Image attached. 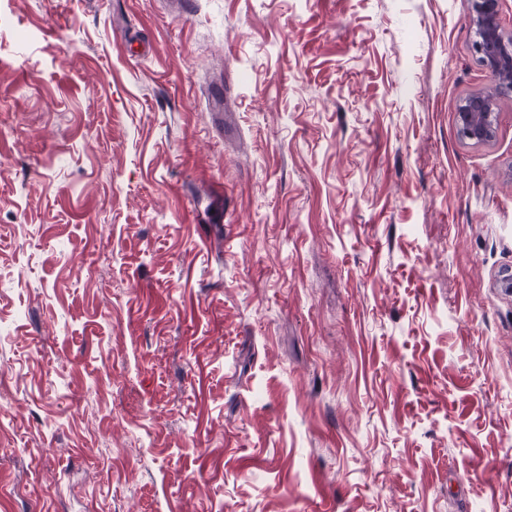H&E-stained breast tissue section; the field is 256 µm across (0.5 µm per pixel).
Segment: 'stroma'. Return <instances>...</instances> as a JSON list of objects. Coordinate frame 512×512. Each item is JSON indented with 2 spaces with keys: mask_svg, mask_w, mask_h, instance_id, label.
I'll return each instance as SVG.
<instances>
[{
  "mask_svg": "<svg viewBox=\"0 0 512 512\" xmlns=\"http://www.w3.org/2000/svg\"><path fill=\"white\" fill-rule=\"evenodd\" d=\"M471 0H0V512H512V97ZM479 63L493 80L491 91L466 98L458 108V135L462 140L488 142L494 137L493 104L488 95L512 96V35L500 23V0H471Z\"/></svg>",
  "mask_w": 512,
  "mask_h": 512,
  "instance_id": "obj_1",
  "label": "stroma"
}]
</instances>
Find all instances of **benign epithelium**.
Segmentation results:
<instances>
[{
    "mask_svg": "<svg viewBox=\"0 0 512 512\" xmlns=\"http://www.w3.org/2000/svg\"><path fill=\"white\" fill-rule=\"evenodd\" d=\"M479 63L493 85L489 93L474 94L458 108V135L463 140L488 142L494 137V112L489 96H512V35L500 23V0H471Z\"/></svg>",
    "mask_w": 512,
    "mask_h": 512,
    "instance_id": "obj_1",
    "label": "benign epithelium"
}]
</instances>
